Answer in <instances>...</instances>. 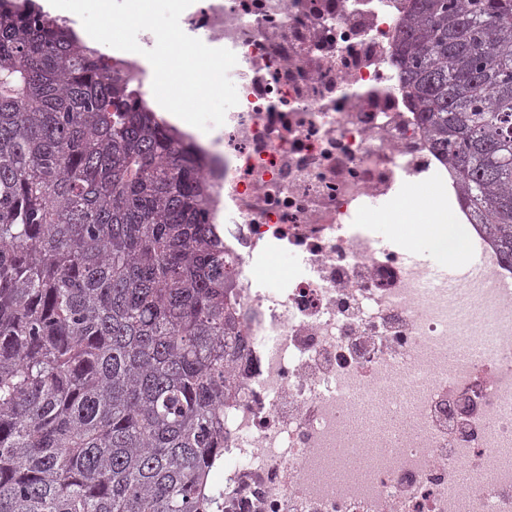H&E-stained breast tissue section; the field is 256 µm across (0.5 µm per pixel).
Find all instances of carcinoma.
Masks as SVG:
<instances>
[{
    "mask_svg": "<svg viewBox=\"0 0 512 512\" xmlns=\"http://www.w3.org/2000/svg\"><path fill=\"white\" fill-rule=\"evenodd\" d=\"M401 88L512 265V0H403ZM0 0V512H215L242 347L204 158Z\"/></svg>",
    "mask_w": 512,
    "mask_h": 512,
    "instance_id": "cac0c4a2",
    "label": "carcinoma"
}]
</instances>
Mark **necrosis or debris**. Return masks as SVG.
Masks as SVG:
<instances>
[{
	"label": "necrosis or debris",
	"instance_id": "obj_1",
	"mask_svg": "<svg viewBox=\"0 0 512 512\" xmlns=\"http://www.w3.org/2000/svg\"><path fill=\"white\" fill-rule=\"evenodd\" d=\"M401 11L194 0L180 17L237 57L224 124L186 131L244 340L211 474L224 512H512V267L459 203L483 268L453 294L362 225L417 181L457 193L396 79Z\"/></svg>",
	"mask_w": 512,
	"mask_h": 512
}]
</instances>
